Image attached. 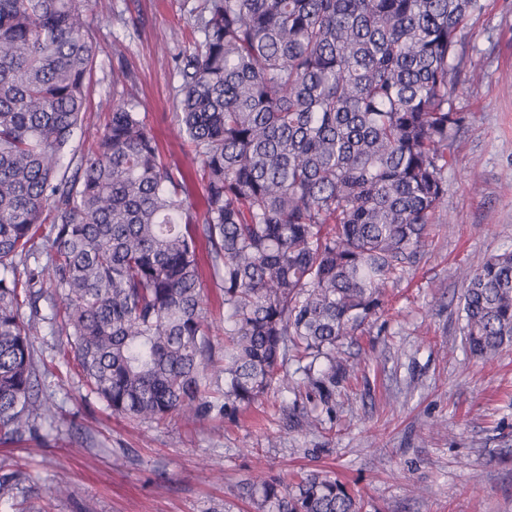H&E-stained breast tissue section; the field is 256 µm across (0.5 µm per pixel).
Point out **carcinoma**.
<instances>
[{
	"label": "carcinoma",
	"mask_w": 512,
	"mask_h": 512,
	"mask_svg": "<svg viewBox=\"0 0 512 512\" xmlns=\"http://www.w3.org/2000/svg\"><path fill=\"white\" fill-rule=\"evenodd\" d=\"M88 2L0 0V444L48 411L33 357L44 297L60 300L73 361L116 415L232 418L305 359L308 384L329 395L325 383L357 371L342 341L419 265L430 225L446 223L465 28L481 0H201L200 40L171 57L199 214L187 170L164 162L124 101L95 150L62 167L96 56ZM201 238L224 288L222 325L204 299ZM462 279L464 345L492 360L512 346V250ZM216 330L219 406L202 389ZM320 358L326 380L313 373ZM26 479L3 474L0 492ZM242 494L254 512H361L321 471Z\"/></svg>",
	"instance_id": "cac0c4a2"
}]
</instances>
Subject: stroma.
<instances>
[{"label": "stroma", "instance_id": "1", "mask_svg": "<svg viewBox=\"0 0 512 512\" xmlns=\"http://www.w3.org/2000/svg\"><path fill=\"white\" fill-rule=\"evenodd\" d=\"M467 29L455 106L467 114L448 165L449 223L433 225L424 258L390 290L385 312L341 350L361 362L329 403L306 387H274L237 421L211 412L156 425L113 415L65 356L40 302L34 338L39 394L50 410L31 434L0 445V474L27 482L0 512H249L247 479L325 470L363 512H512V347L490 362L462 342L461 273L512 249V0H482ZM198 0H109L87 21L97 46L89 119L70 150L87 152L113 101L154 130L166 162L184 164L180 78L169 60L196 39ZM316 410L318 427L305 413ZM68 491L55 495L58 484Z\"/></svg>", "mask_w": 512, "mask_h": 512}]
</instances>
